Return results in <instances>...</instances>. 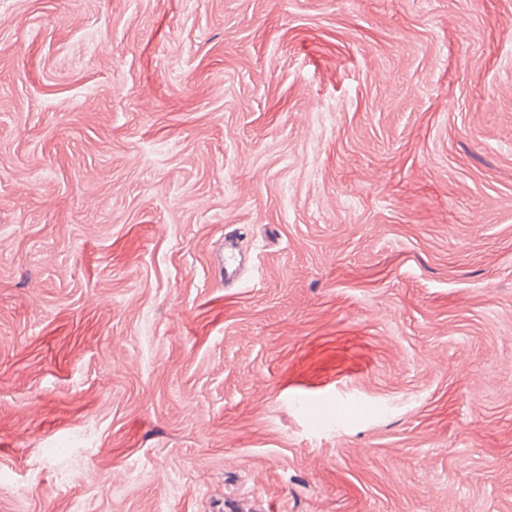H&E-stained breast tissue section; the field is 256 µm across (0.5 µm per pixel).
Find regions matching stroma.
I'll list each match as a JSON object with an SVG mask.
<instances>
[{"mask_svg":"<svg viewBox=\"0 0 512 512\" xmlns=\"http://www.w3.org/2000/svg\"><path fill=\"white\" fill-rule=\"evenodd\" d=\"M253 496L512 512V0H0V512Z\"/></svg>","mask_w":512,"mask_h":512,"instance_id":"obj_1","label":"stroma"}]
</instances>
